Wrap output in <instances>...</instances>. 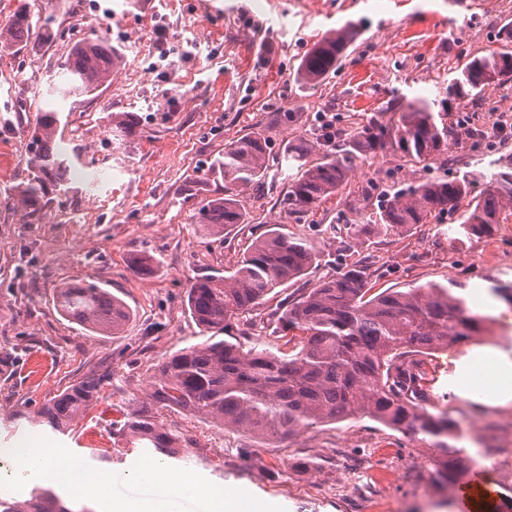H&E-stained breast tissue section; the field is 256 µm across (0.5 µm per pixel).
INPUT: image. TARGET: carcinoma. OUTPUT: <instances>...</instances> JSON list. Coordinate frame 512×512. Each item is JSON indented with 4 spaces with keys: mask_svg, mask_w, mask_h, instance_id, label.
I'll list each match as a JSON object with an SVG mask.
<instances>
[{
    "mask_svg": "<svg viewBox=\"0 0 512 512\" xmlns=\"http://www.w3.org/2000/svg\"><path fill=\"white\" fill-rule=\"evenodd\" d=\"M31 29L26 11L0 24V52L25 49ZM359 31L360 24L350 21L314 43L297 67L296 82L314 88L325 81L339 68ZM498 41L500 50L468 59L449 84L450 97L472 100L491 85L512 81V24L498 32ZM121 57L122 51L109 43L75 41L57 65L63 82L51 87L49 95L66 98L95 91ZM490 73L499 79L490 82ZM387 112L392 113L388 121L372 117L350 138L325 136L328 149L312 164L305 161V143L272 156L261 132L229 142L209 166L213 178L224 180V195L201 201L194 223L211 237H223L249 223L244 194L272 170L285 182L278 205L300 224L336 195L361 159L390 148L408 162L428 166L447 153L448 124L434 111V102L423 96L393 99L381 109ZM59 122L58 111L42 110L29 142L33 175L17 191L30 224L42 220L48 185L66 189L70 162L53 148ZM372 190L374 186H368L347 203L355 215L349 224L354 246L372 236L403 235L445 212L457 215L455 240L462 242L490 233L493 225L512 216V160L502 163L477 195L464 178L432 177L385 194L375 205ZM372 206L375 211L370 213ZM320 262L321 251L314 243L288 233L284 224H274L253 240L233 270L195 277L187 291L189 314L203 332L223 339H208L162 362L145 399L125 402L124 419L115 433L128 447L151 451L166 464L182 456L178 436L163 430L156 419L161 410L201 415L279 442L316 423L360 415L419 438L434 451V482L455 488L478 461L458 446L465 438L459 423L421 406L419 356L485 337L493 318L470 310L462 282L375 292L364 266L354 264L277 306L273 332L291 350L243 349L232 334L241 318L266 303L276 289L309 276ZM54 305L68 321L101 335L118 334L131 319L130 308L120 298L87 281L63 284ZM111 379L108 375L67 387L36 411L35 424L62 435L69 432ZM0 512L94 510L86 505L73 508L55 490L36 487L25 499L0 496Z\"/></svg>",
    "mask_w": 512,
    "mask_h": 512,
    "instance_id": "1",
    "label": "carcinoma"
}]
</instances>
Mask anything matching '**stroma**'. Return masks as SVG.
<instances>
[{"mask_svg": "<svg viewBox=\"0 0 512 512\" xmlns=\"http://www.w3.org/2000/svg\"><path fill=\"white\" fill-rule=\"evenodd\" d=\"M0 0V23L19 10L50 19L53 37L34 29L29 46L0 56V450L18 437H34L60 467L79 459L100 469L98 440L87 421L65 436L32 426L28 414L68 386L112 373L116 398H144L159 364L205 337L186 302L197 274L233 269L268 225L313 241L322 253L314 274L251 312L245 329L252 343L276 349L270 313L283 297H296L342 267L367 262L376 287L413 283L467 284L469 306L497 316L494 333L505 341L497 355L512 360V309L483 305L478 289L512 281V219L491 235L459 243L451 224L434 220L404 236L376 238L362 249L333 236L351 218L346 204L368 182L390 190L429 175L467 178L483 190L495 162L512 156V83L494 102L467 106L447 101L448 84L470 56L496 50L497 33L512 21V0ZM349 21L361 32L335 74L315 88H301L294 74L303 54ZM106 41L123 59L110 82L92 94L57 101L58 151L73 159L68 192L54 196L39 224L26 223L15 189L31 174L28 140L58 61L75 38ZM425 96L447 101L451 131L461 124L483 129L484 138L450 144L448 160L431 168L406 162L393 151L359 163L335 197L308 223L288 220L275 201V180L247 191L252 223L226 237L203 236L193 215L201 199L224 192L208 167L225 144L262 131L272 152L287 142L312 139L333 129L353 132L390 99ZM293 111L292 122L277 116ZM130 113L137 132L119 141L117 116ZM199 180L196 195L183 193ZM151 255L155 271L135 275L132 258ZM91 281L121 297L133 319L116 336H101L66 320L53 296L63 283ZM482 344L462 342L424 356L425 408L448 413L466 432L465 450L477 458L495 488L491 467L502 456L512 420V400L481 403L469 377ZM165 429L178 434L188 454L179 470L252 499L272 512H460L456 492L433 486L431 451L401 432L369 418L317 423L274 443L225 428L186 412H162ZM224 442L216 462L212 438ZM149 457H113L109 471L121 479L117 496H152L135 474Z\"/></svg>", "mask_w": 512, "mask_h": 512, "instance_id": "obj_1", "label": "stroma"}]
</instances>
